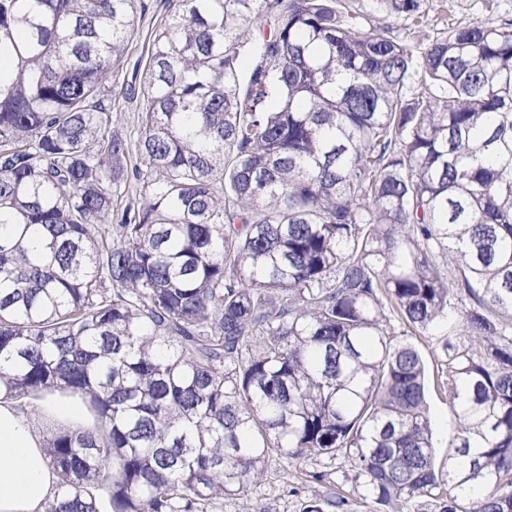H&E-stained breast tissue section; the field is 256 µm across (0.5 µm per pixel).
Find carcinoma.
<instances>
[{"label": "carcinoma", "instance_id": "1", "mask_svg": "<svg viewBox=\"0 0 512 512\" xmlns=\"http://www.w3.org/2000/svg\"><path fill=\"white\" fill-rule=\"evenodd\" d=\"M372 2L168 0L127 135L141 0H0V393L94 416L43 512H217L281 456L512 512V19L419 48L426 0ZM309 477L298 512H350ZM432 425L433 443L436 449V463L448 464V440L451 435L453 414L448 405V397L432 393L428 400Z\"/></svg>", "mask_w": 512, "mask_h": 512}]
</instances>
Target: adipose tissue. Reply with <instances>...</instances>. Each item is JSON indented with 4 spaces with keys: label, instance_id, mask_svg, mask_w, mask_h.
<instances>
[{
    "label": "adipose tissue",
    "instance_id": "adipose-tissue-1",
    "mask_svg": "<svg viewBox=\"0 0 512 512\" xmlns=\"http://www.w3.org/2000/svg\"><path fill=\"white\" fill-rule=\"evenodd\" d=\"M55 482L40 428L0 396V512H43Z\"/></svg>",
    "mask_w": 512,
    "mask_h": 512
}]
</instances>
